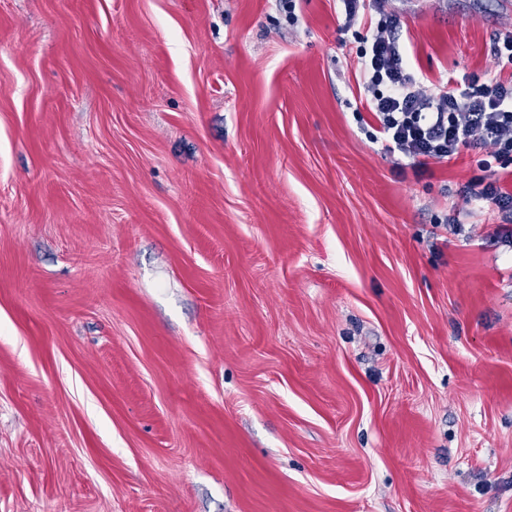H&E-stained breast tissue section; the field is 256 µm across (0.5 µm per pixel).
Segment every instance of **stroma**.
Wrapping results in <instances>:
<instances>
[{"label":"stroma","mask_w":512,"mask_h":512,"mask_svg":"<svg viewBox=\"0 0 512 512\" xmlns=\"http://www.w3.org/2000/svg\"><path fill=\"white\" fill-rule=\"evenodd\" d=\"M429 88L501 0H390ZM336 0H0V512H512V223L370 141Z\"/></svg>","instance_id":"35a3bbf8"}]
</instances>
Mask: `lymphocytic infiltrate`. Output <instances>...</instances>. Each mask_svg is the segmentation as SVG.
I'll return each instance as SVG.
<instances>
[{
  "instance_id": "1",
  "label": "lymphocytic infiltrate",
  "mask_w": 512,
  "mask_h": 512,
  "mask_svg": "<svg viewBox=\"0 0 512 512\" xmlns=\"http://www.w3.org/2000/svg\"><path fill=\"white\" fill-rule=\"evenodd\" d=\"M339 3L342 29L358 44V86L375 120L371 140L415 168L480 150L479 174L468 183L465 198L494 206L511 223L512 189L503 184L501 169L512 157V78L502 77L512 68V32L493 39L494 69L427 90L409 61L401 20L386 0ZM371 14L376 20L369 25L365 19Z\"/></svg>"
}]
</instances>
